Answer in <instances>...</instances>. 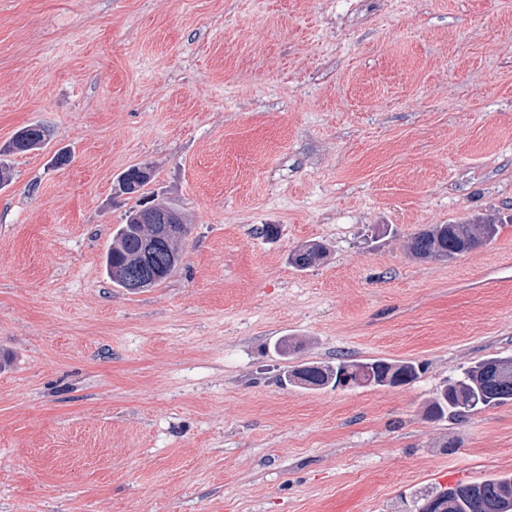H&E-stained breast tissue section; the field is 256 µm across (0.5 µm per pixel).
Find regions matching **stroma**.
<instances>
[{"label":"stroma","mask_w":512,"mask_h":512,"mask_svg":"<svg viewBox=\"0 0 512 512\" xmlns=\"http://www.w3.org/2000/svg\"><path fill=\"white\" fill-rule=\"evenodd\" d=\"M33 123L0 187V512H416L512 474V402L427 412L512 355V0H0V146ZM134 165L190 232L128 291ZM476 218L490 243L411 257ZM343 358L421 372L283 381ZM39 129H43V126L39 124L29 125L21 130H19L13 138L9 141L8 145L4 148L1 147V153H19V152H27L38 147H35V144L38 140H41ZM44 130V129H43ZM45 131V130H44ZM24 140L27 141V144L24 143ZM13 148H16L13 150ZM3 149V151H2ZM7 150V151H6ZM153 178V170L148 166L129 168L122 176V186H126L128 193L138 194ZM497 232L498 224L480 218L466 224H431L412 237L408 249L421 261H450L482 247ZM325 254V248L320 243L301 246L291 256V263L299 269H307L320 261ZM419 366L413 362H389L383 359L340 361L335 366L308 363L291 372L285 373L286 382L299 383L311 389L328 387L350 388L353 386L350 376L357 381L356 386L406 385L414 381L419 374ZM341 373L346 374L340 375ZM340 375L336 383L337 377Z\"/></svg>","instance_id":"1"}]
</instances>
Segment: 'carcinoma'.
<instances>
[{
    "label": "carcinoma",
    "mask_w": 512,
    "mask_h": 512,
    "mask_svg": "<svg viewBox=\"0 0 512 512\" xmlns=\"http://www.w3.org/2000/svg\"><path fill=\"white\" fill-rule=\"evenodd\" d=\"M41 125L19 130L5 147L7 152H27L40 140ZM153 178L148 166L132 167L121 176L128 193L138 194ZM174 222L187 227L185 217L163 203H139L129 210L125 223L112 237L106 252V271L112 283L128 291L136 287L150 288L166 281L180 263L178 243L182 236L163 234L160 225ZM498 225L477 218L465 224H431L416 233L409 253L421 261H450L476 250L491 241ZM150 244L148 255L143 246ZM325 248L320 243L306 244L292 254L291 263L307 269L320 261ZM357 381V386L406 385L419 374L412 362H389L383 359L341 361L334 366L308 363L285 373L286 381L311 389L336 384L340 374ZM512 401V357H492L462 369L459 376L448 379L429 405L430 416L459 417L462 411H474ZM450 505L447 512H512V475L458 485L437 494Z\"/></svg>",
    "instance_id": "carcinoma-1"
}]
</instances>
